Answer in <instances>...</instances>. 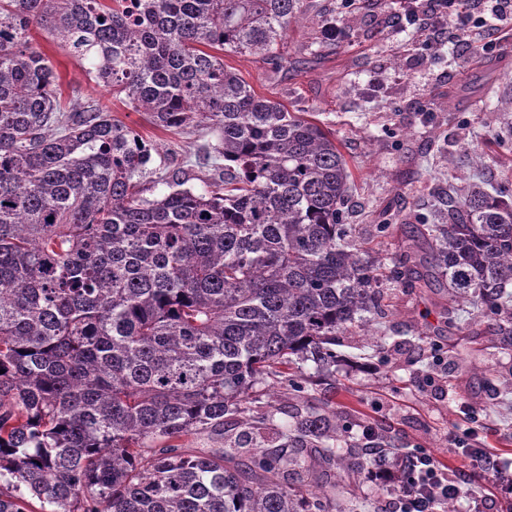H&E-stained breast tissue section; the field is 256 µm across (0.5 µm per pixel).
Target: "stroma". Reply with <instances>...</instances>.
<instances>
[{"label":"stroma","instance_id":"stroma-1","mask_svg":"<svg viewBox=\"0 0 512 512\" xmlns=\"http://www.w3.org/2000/svg\"><path fill=\"white\" fill-rule=\"evenodd\" d=\"M399 10L400 0H372L355 13L345 0H303L281 67L254 55H224L257 94L292 112L316 113L334 131L353 175L349 221L390 266L408 264L419 215L469 176L465 151H482L485 180L512 191V151L496 143L512 126V26L491 51L481 35L469 34L468 48L451 64L416 48L417 28L398 21ZM324 14L336 17V40L320 36ZM32 45L49 57L63 94L107 102L115 118L157 146L152 166L182 168L193 187L211 175L199 163L212 142L209 131L157 127L148 113L112 98L46 32L35 31ZM380 224L385 232H377ZM387 288L386 362L370 343L348 337L336 394L317 389L314 398L333 399L350 418L389 432L405 450L427 449L451 470L462 465L453 443L468 429L475 444L511 462L512 391L488 387L485 377L511 373L512 351L491 339L472 307L447 324L445 288L394 281Z\"/></svg>","mask_w":512,"mask_h":512}]
</instances>
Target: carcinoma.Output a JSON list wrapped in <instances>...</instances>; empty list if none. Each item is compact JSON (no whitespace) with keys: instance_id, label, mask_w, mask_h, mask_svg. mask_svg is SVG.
Masks as SVG:
<instances>
[{"instance_id":"carcinoma-1","label":"carcinoma","mask_w":512,"mask_h":512,"mask_svg":"<svg viewBox=\"0 0 512 512\" xmlns=\"http://www.w3.org/2000/svg\"><path fill=\"white\" fill-rule=\"evenodd\" d=\"M300 3L0 0V512H354L398 456L308 394L305 365L332 374L384 314L348 163L224 65L283 62ZM35 28L156 125L209 128L222 176L143 197L156 147L63 97ZM420 221L448 323L467 303L512 350V193L476 177ZM270 380L296 403L245 417Z\"/></svg>"}]
</instances>
